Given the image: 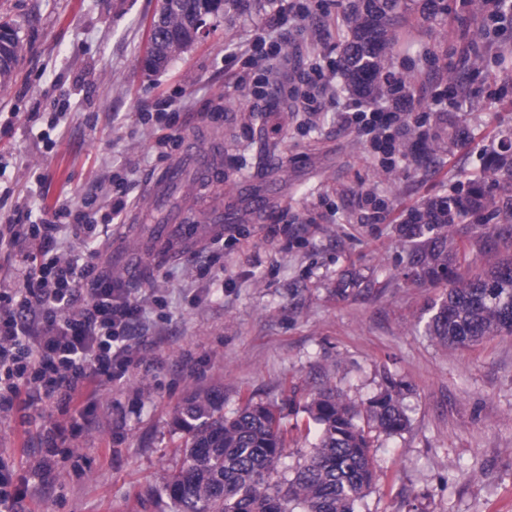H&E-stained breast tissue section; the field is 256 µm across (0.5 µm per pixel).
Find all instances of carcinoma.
Wrapping results in <instances>:
<instances>
[{
  "mask_svg": "<svg viewBox=\"0 0 512 512\" xmlns=\"http://www.w3.org/2000/svg\"><path fill=\"white\" fill-rule=\"evenodd\" d=\"M165 35H173L172 53L193 41L186 14L162 5ZM347 39L343 68L349 85L365 99L385 94L380 80L399 41L400 0H349L344 15ZM19 31L10 27L0 44V84L18 61ZM476 183L459 187L445 199L433 200L409 213L403 230L418 238L414 276L445 283L432 306L427 329L440 343L465 347L502 333L512 334V258L474 272L467 253L448 264V228L464 223L469 205L492 206V216L512 218V199L481 202ZM318 442L298 464L292 477L280 472L288 441L273 407L247 402L224 414V393L218 388L189 396L178 408L175 425L184 434L177 446L180 464L163 478L162 492L171 512H357L375 485L371 433L392 436L409 419L401 391L389 389L357 408L334 391H319L303 406Z\"/></svg>",
  "mask_w": 512,
  "mask_h": 512,
  "instance_id": "carcinoma-1",
  "label": "carcinoma"
}]
</instances>
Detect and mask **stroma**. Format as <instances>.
<instances>
[{"mask_svg":"<svg viewBox=\"0 0 512 512\" xmlns=\"http://www.w3.org/2000/svg\"><path fill=\"white\" fill-rule=\"evenodd\" d=\"M345 2L314 10L284 53L308 64L339 58ZM404 2L388 69L414 85L411 112L436 94L448 109L427 114L420 151L384 168L369 138L334 112L305 128L289 103L237 85L240 56L273 0L208 19L157 71L142 59L161 0H0V20L21 38L15 75L0 87V225L34 200L49 213L105 201L113 167L137 162L131 199L146 221L105 228L90 261L134 297L167 301L136 332L123 378L85 391L84 417L36 392L0 412V458L22 512H167L148 490L180 462L173 419L193 392L222 387L228 413L249 400L274 406L288 436L280 469L290 472L315 441L302 410L311 394L332 387L362 407L390 378L404 386L409 425L373 434L379 478L359 512H512V335L466 349L429 336L443 290L410 279L412 244L400 231L411 209L474 179L485 197L512 196L493 173L497 155L512 156V23L483 34L470 0H448L446 14L427 20L424 0ZM163 100L180 133L204 127L224 155L223 204L196 193L193 215L223 219L224 235L134 277L115 251L147 244L151 224L190 193L182 184L161 202L144 196L160 164L158 128L143 117ZM269 153L279 167L264 163ZM361 192L383 205L379 220L359 210ZM487 232L512 226L496 218L452 228L481 267L497 257ZM208 265L223 269V285L204 275ZM350 279L355 287L343 289ZM47 421L73 432L38 477Z\"/></svg>","mask_w":512,"mask_h":512,"instance_id":"stroma-1","label":"stroma"}]
</instances>
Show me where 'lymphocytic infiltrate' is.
<instances>
[{"label":"lymphocytic infiltrate","mask_w":512,"mask_h":512,"mask_svg":"<svg viewBox=\"0 0 512 512\" xmlns=\"http://www.w3.org/2000/svg\"><path fill=\"white\" fill-rule=\"evenodd\" d=\"M310 14L308 0H282L271 26L252 40L238 74L251 96L277 91L308 118L336 105L328 92L329 78L318 67L302 69L290 60L275 86L267 64L281 58L283 42L300 32ZM406 102L397 86L380 103L336 105V121L344 128L372 132L373 149L380 152L383 166L391 167L412 131ZM134 173L131 166L113 170L111 200L100 217L63 207L49 219L29 211L24 219L0 225V249L18 257L12 280L0 283V409L12 408L30 391L73 404L94 376L114 378L115 367L131 363L130 338L148 306L165 307L159 296L148 305L131 299L112 277L60 248L61 235L69 233L85 238L91 252H98L101 227L124 220ZM31 240L38 241V253L27 250ZM86 280L91 288L82 299L77 287Z\"/></svg>","instance_id":"1"}]
</instances>
